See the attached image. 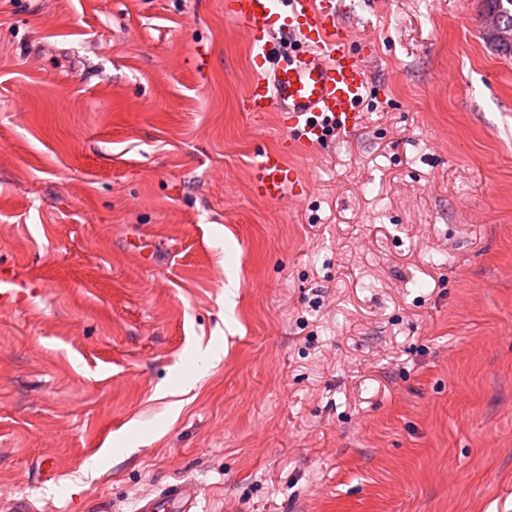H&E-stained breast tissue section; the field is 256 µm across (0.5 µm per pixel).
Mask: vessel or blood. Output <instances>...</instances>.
I'll use <instances>...</instances> for the list:
<instances>
[{"mask_svg": "<svg viewBox=\"0 0 512 512\" xmlns=\"http://www.w3.org/2000/svg\"><path fill=\"white\" fill-rule=\"evenodd\" d=\"M343 0H224L227 15L247 25L256 75L245 108L254 118L284 112L289 145L318 147L329 130L348 132L368 86L365 65L349 46L340 17ZM286 147L256 153L251 187L262 201L283 200L294 179ZM200 487L188 479L167 482L140 498L137 512H202Z\"/></svg>", "mask_w": 512, "mask_h": 512, "instance_id": "obj_1", "label": "vessel or blood"}]
</instances>
